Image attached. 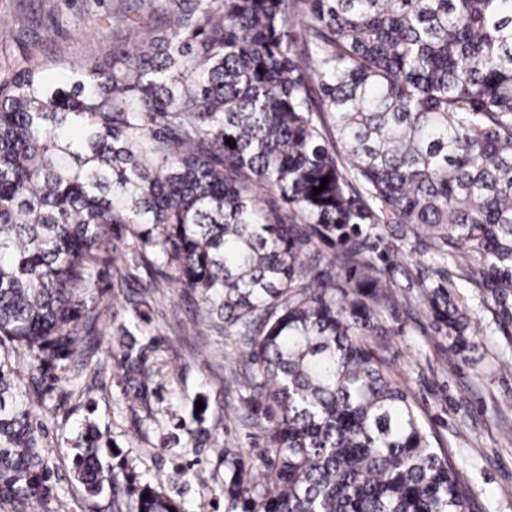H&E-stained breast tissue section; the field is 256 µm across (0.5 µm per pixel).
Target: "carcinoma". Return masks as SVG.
I'll list each match as a JSON object with an SVG mask.
<instances>
[{
  "label": "carcinoma",
  "mask_w": 512,
  "mask_h": 512,
  "mask_svg": "<svg viewBox=\"0 0 512 512\" xmlns=\"http://www.w3.org/2000/svg\"><path fill=\"white\" fill-rule=\"evenodd\" d=\"M139 9L173 37L103 67L0 77V347L22 350L36 395L91 359L119 228L199 295L202 321L245 330L274 458L260 492L231 460L227 512H466L459 471L368 342L387 335L404 255L375 259L369 239L383 224L426 238L431 263L512 322V0ZM295 26L312 37L300 53ZM419 287L468 360L469 307L450 282ZM127 339L119 368L139 398L153 373ZM19 381L0 356V501L45 512V435ZM86 434L75 473L95 497L117 475ZM127 510L180 512L148 483Z\"/></svg>",
  "instance_id": "carcinoma-1"
}]
</instances>
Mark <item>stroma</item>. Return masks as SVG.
I'll return each mask as SVG.
<instances>
[{"mask_svg": "<svg viewBox=\"0 0 512 512\" xmlns=\"http://www.w3.org/2000/svg\"><path fill=\"white\" fill-rule=\"evenodd\" d=\"M140 18L136 0H0V77L23 63L54 67L62 57L105 65L114 52L132 51L126 27ZM388 241L405 251L406 261L392 273L400 297L386 315L391 332L378 354L456 463L470 512H512V371L498 369L502 356H512V325L496 330L491 303L480 289L461 283L457 294L479 322L478 348L463 362L435 333L417 286L425 243L394 235ZM122 262L121 276L95 282L109 309L96 353L104 371L90 392L54 390L37 412L47 433L53 488L48 510L124 512L148 482L182 512H196L203 500L208 512H225L227 454L254 462L270 458L266 422L248 407L249 393L240 385L251 374L240 359L243 332L196 323L198 296L169 282L154 255L131 250ZM124 327L145 345L156 377L145 400L135 403L118 372ZM195 410L207 431L199 448L187 446L182 427ZM90 420L100 434L103 467L119 476L116 490L96 498L86 495L73 467L75 446ZM178 468L187 469L186 481L170 482Z\"/></svg>", "mask_w": 512, "mask_h": 512, "instance_id": "1", "label": "stroma"}]
</instances>
